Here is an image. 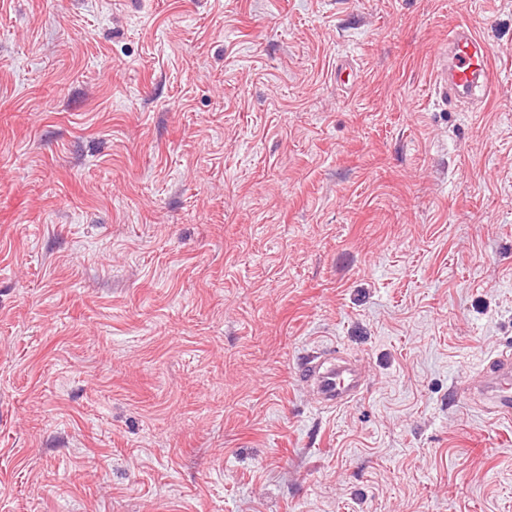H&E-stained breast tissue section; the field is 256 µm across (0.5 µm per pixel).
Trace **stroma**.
<instances>
[{
  "mask_svg": "<svg viewBox=\"0 0 512 512\" xmlns=\"http://www.w3.org/2000/svg\"><path fill=\"white\" fill-rule=\"evenodd\" d=\"M508 345L512 0H0V512H512ZM435 69V88L445 104L469 99L476 90L487 93L494 79L487 46L467 24L448 31V47ZM481 384L469 388L468 394L478 400L484 411L497 421L512 423V348L498 350L480 369ZM301 377L314 384L320 402L328 408L345 405L363 386L360 373L354 366L345 362L324 368L318 355H312L305 360Z\"/></svg>",
  "mask_w": 512,
  "mask_h": 512,
  "instance_id": "stroma-1",
  "label": "stroma"
}]
</instances>
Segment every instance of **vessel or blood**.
<instances>
[{
    "mask_svg": "<svg viewBox=\"0 0 512 512\" xmlns=\"http://www.w3.org/2000/svg\"><path fill=\"white\" fill-rule=\"evenodd\" d=\"M493 79L489 52L479 35L466 24L451 28L448 45L436 60L435 88L442 102H461L475 91H489ZM480 374L482 381L469 389V396L494 419L512 423V348L489 356ZM301 377L314 384L321 403L329 408L345 405L363 386L354 366L344 363L327 367L314 355L305 360Z\"/></svg>",
    "mask_w": 512,
    "mask_h": 512,
    "instance_id": "vessel-or-blood-1",
    "label": "vessel or blood"
}]
</instances>
